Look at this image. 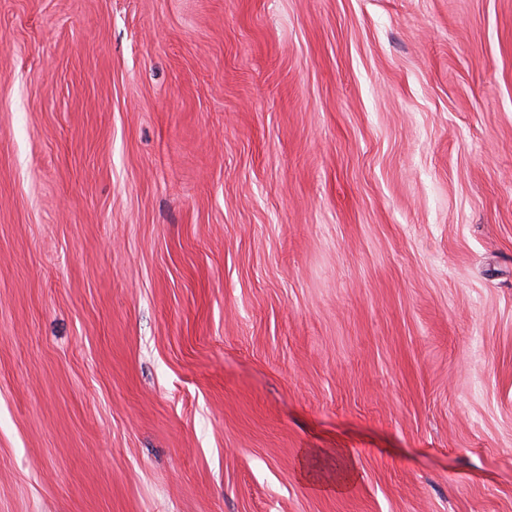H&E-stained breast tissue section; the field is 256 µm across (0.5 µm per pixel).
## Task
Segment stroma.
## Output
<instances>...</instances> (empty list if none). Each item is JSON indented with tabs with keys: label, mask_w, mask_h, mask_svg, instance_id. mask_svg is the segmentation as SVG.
Masks as SVG:
<instances>
[{
	"label": "stroma",
	"mask_w": 512,
	"mask_h": 512,
	"mask_svg": "<svg viewBox=\"0 0 512 512\" xmlns=\"http://www.w3.org/2000/svg\"><path fill=\"white\" fill-rule=\"evenodd\" d=\"M0 512H512V0H0Z\"/></svg>",
	"instance_id": "35a3bbf8"
}]
</instances>
